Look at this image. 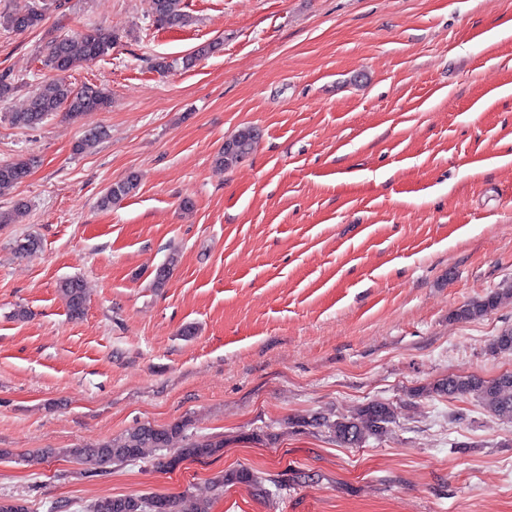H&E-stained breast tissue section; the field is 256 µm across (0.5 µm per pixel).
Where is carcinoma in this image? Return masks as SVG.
<instances>
[{
	"instance_id": "1",
	"label": "carcinoma",
	"mask_w": 512,
	"mask_h": 512,
	"mask_svg": "<svg viewBox=\"0 0 512 512\" xmlns=\"http://www.w3.org/2000/svg\"><path fill=\"white\" fill-rule=\"evenodd\" d=\"M60 6L59 0H42L25 12L0 15V25L16 32L35 29L43 24L51 7ZM149 15L153 24L161 28H172L187 22L182 0H149ZM115 42L111 31L93 27L81 33L64 35L52 40L47 46L44 66L53 72V77L42 83L29 96L26 107L10 115L15 126L35 128L51 114L65 110V115L76 120L87 112H98L110 102V92L105 87L93 84L76 86L68 79V73L78 60L94 61L106 55ZM219 49L213 41L198 47L193 53L182 57H158L152 68L161 75L175 70H187L196 62ZM105 136L101 128L86 131L77 140L73 150L82 154L93 148ZM258 132L251 126L243 127L224 141V148L215 157V164L230 169L247 157L253 150ZM34 158H21L0 164V193L20 183L29 173ZM138 187L137 177L127 176L112 184L100 199V206L109 207L133 194ZM58 290L63 296L68 313L73 319L85 314L87 296L81 280L67 278L59 283ZM505 298H512V289L490 293L472 300L453 312L460 321H474L496 309ZM492 354L512 353V329H506L494 336L488 344ZM429 393L443 394L451 399L472 397L487 411L506 421H512V372L503 373L492 379L475 375H450L439 380ZM395 421L392 405L371 401L359 407L351 417L331 419L320 415L312 420H301L303 426L322 427L335 442L346 448H358L369 438H381ZM184 425L176 423L167 427L155 426L149 422L127 430L124 434L93 446L71 448L67 454L77 461L89 465L124 463L144 459L162 448H173L163 466L178 467L187 460L212 457L224 449V440L192 441L178 448L183 439ZM248 484L266 492L262 477L246 467L229 470L218 479L217 486ZM92 512H184L178 508L174 496L136 495L114 496L94 503Z\"/></svg>"
}]
</instances>
